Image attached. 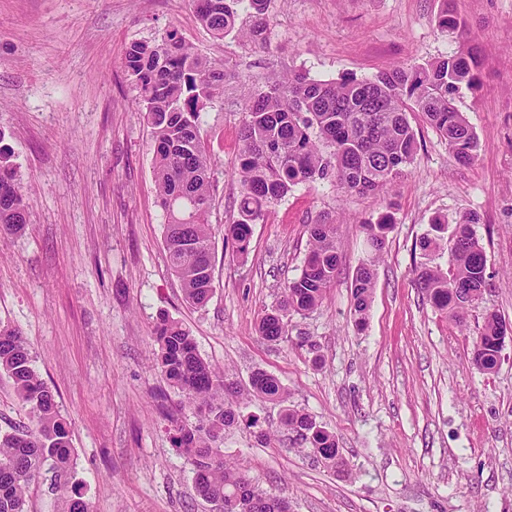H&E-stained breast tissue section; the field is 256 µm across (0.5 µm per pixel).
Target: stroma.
<instances>
[{
	"label": "stroma",
	"mask_w": 512,
	"mask_h": 512,
	"mask_svg": "<svg viewBox=\"0 0 512 512\" xmlns=\"http://www.w3.org/2000/svg\"><path fill=\"white\" fill-rule=\"evenodd\" d=\"M444 0H270L268 48L202 28L191 0H0V141L26 189L31 222L0 233V324L28 340L34 367L71 424L91 512H217L195 492L172 423L196 424L153 364L154 328L180 321L200 356L244 388L276 375L288 405L336 434L329 468L280 430L281 405L253 399L220 442L261 491L291 512H512V335L499 369L472 364L474 325L459 330L414 286L419 241L441 239L465 212L487 255L483 307L512 324V0H454L462 36L444 33ZM178 29L223 63L224 95L202 116L211 155L214 292L185 302L164 246L150 130L121 66L134 41ZM477 46L481 86L456 100L478 141L455 161L418 113L415 160L388 192L347 195L300 184L253 225L247 257L224 227L238 216L239 131L249 93L269 77H373ZM392 213L364 328L351 286L370 257L362 224ZM338 221L340 264L322 303L293 316L287 340L261 339L260 318L301 271L309 224ZM257 426H246L247 417Z\"/></svg>",
	"instance_id": "stroma-1"
}]
</instances>
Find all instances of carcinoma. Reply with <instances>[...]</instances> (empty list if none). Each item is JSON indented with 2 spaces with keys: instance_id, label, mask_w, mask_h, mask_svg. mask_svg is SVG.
I'll return each instance as SVG.
<instances>
[{
  "instance_id": "carcinoma-1",
  "label": "carcinoma",
  "mask_w": 512,
  "mask_h": 512,
  "mask_svg": "<svg viewBox=\"0 0 512 512\" xmlns=\"http://www.w3.org/2000/svg\"><path fill=\"white\" fill-rule=\"evenodd\" d=\"M270 0H192L197 19L218 40L231 33L255 43L264 40ZM439 27L453 33L458 15L443 10ZM136 91V110L150 128L153 176L166 212L164 243L171 270L187 303L204 307L214 290L213 235L208 216L213 200L211 157L201 132V116L224 94V66L202 58L175 28L158 41L132 42L121 57ZM480 85L478 58L471 47L424 67H399L372 78L322 80L297 71L275 77L265 90L248 97L242 112L239 152L238 218L224 237L247 255L252 225L298 184L330 180L345 193L386 190L404 176L418 150L408 114L417 112L447 142L463 165L477 157L478 141L456 108L461 89ZM11 149L0 145V232H18L29 223L21 187L8 164ZM472 213L459 217L448 240L446 265L426 263L416 283L432 307L457 326L467 325L470 309L486 287L487 256L477 237ZM392 216L364 225L373 256L357 269L352 283L356 324L365 321L375 287L374 261L383 252ZM309 249L299 276L288 282L277 306L261 317L259 335L268 342L288 338V322L322 301L339 265L336 225H309ZM155 365L199 418L194 426L176 425L171 441L194 474L198 496L218 506L243 499L250 512H290L288 500L256 489L245 473L224 458L217 441L236 425L239 396L284 404L288 391L274 375L257 370L243 391L224 382V374L198 353L194 339L177 320L164 318L154 329ZM505 322L494 311L483 313L473 347L482 373L498 367ZM0 373L6 374L28 407L30 424L0 433V512H27L30 484L43 469L66 477L73 466L70 423L55 394L39 378L26 340L0 328ZM281 426L307 444L306 451L334 468L343 462L336 436L315 418L285 408ZM67 488V512H90L76 485Z\"/></svg>"
}]
</instances>
